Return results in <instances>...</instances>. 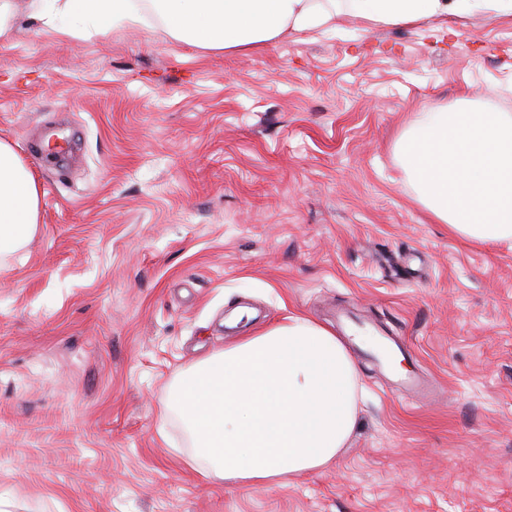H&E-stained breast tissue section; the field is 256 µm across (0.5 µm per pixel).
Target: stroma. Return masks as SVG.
Returning <instances> with one entry per match:
<instances>
[{
	"instance_id": "1",
	"label": "stroma",
	"mask_w": 512,
	"mask_h": 512,
	"mask_svg": "<svg viewBox=\"0 0 512 512\" xmlns=\"http://www.w3.org/2000/svg\"><path fill=\"white\" fill-rule=\"evenodd\" d=\"M0 40V141L37 229L0 257V500L9 512H512V242L436 223L399 144L423 112L512 113V14L342 16L212 51L163 27ZM73 141L49 156L47 133ZM404 337L394 392L362 356L358 424L294 482L193 471L167 408L193 364L300 315Z\"/></svg>"
}]
</instances>
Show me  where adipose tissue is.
<instances>
[{"instance_id": "adipose-tissue-1", "label": "adipose tissue", "mask_w": 512, "mask_h": 512, "mask_svg": "<svg viewBox=\"0 0 512 512\" xmlns=\"http://www.w3.org/2000/svg\"><path fill=\"white\" fill-rule=\"evenodd\" d=\"M49 29L104 33L163 25L207 50L265 46L288 31H331L340 12L405 24L473 7L512 14V0H31ZM400 155L421 202L464 238L512 239V113L464 108L426 113ZM39 193L12 147L0 141V255L34 235ZM358 370L331 330L303 316L253 336L188 369L171 408L207 477L263 488L320 471L336 460L358 421Z\"/></svg>"}]
</instances>
